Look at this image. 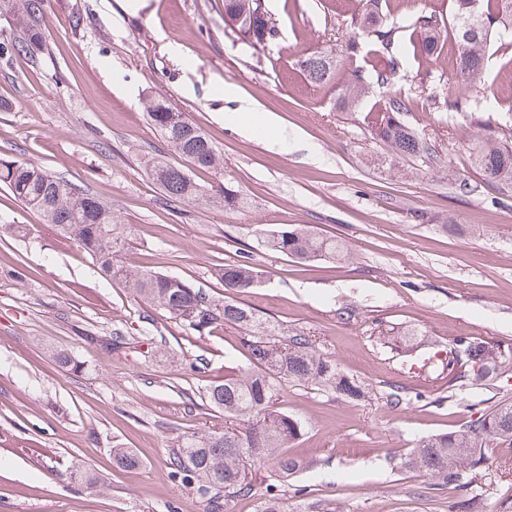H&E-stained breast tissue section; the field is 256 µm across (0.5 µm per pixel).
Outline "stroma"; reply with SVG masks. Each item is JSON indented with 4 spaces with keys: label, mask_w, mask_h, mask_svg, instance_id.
Here are the masks:
<instances>
[{
    "label": "stroma",
    "mask_w": 512,
    "mask_h": 512,
    "mask_svg": "<svg viewBox=\"0 0 512 512\" xmlns=\"http://www.w3.org/2000/svg\"><path fill=\"white\" fill-rule=\"evenodd\" d=\"M364 2L264 0L277 34L250 47L225 30L224 0H47L38 63L0 64V158L35 162L111 205L128 232L118 258L133 268L185 277L221 301L215 267L247 258L263 277L238 302L284 335L315 337L368 388L367 400L352 402L282 382L276 405L302 425L288 452L308 466L284 480L253 468L254 495L228 512H257L269 489L288 512H448L467 499L474 512H512L503 475L512 448L488 449L466 490L429 489L400 466L421 438L512 400V372L452 390L439 364L409 372L398 342L410 329L426 356L463 338L512 349V184L487 182L470 154L478 131L512 132V39L491 40L482 72L450 109L455 0H382L407 54L383 83L365 66L372 44L356 24ZM421 15L445 24L428 58L407 53L408 26ZM351 42L368 90L355 111L340 112L335 83L311 85L299 61ZM228 85L236 97H225ZM149 91L223 148L225 175L198 171L195 180H231L250 210L171 201L145 174L147 153L181 163L147 121ZM395 93L409 99L404 119L435 144L439 162L382 163L367 126ZM462 179L472 193H460ZM448 223L459 232H443ZM0 224L25 227L0 233V512H209L169 459L186 434L223 427L205 392L247 366L238 330L201 335L150 310L1 184ZM271 224L341 238L349 257L304 265L270 253L255 229ZM60 352L70 366L58 365ZM393 385L402 389L396 406ZM116 445L140 467H116ZM81 467L99 477L97 488L72 480Z\"/></svg>",
    "instance_id": "1"
}]
</instances>
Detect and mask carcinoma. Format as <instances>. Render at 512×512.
Returning <instances> with one entry per match:
<instances>
[{
  "label": "carcinoma",
  "instance_id": "obj_1",
  "mask_svg": "<svg viewBox=\"0 0 512 512\" xmlns=\"http://www.w3.org/2000/svg\"><path fill=\"white\" fill-rule=\"evenodd\" d=\"M381 0H368L359 19L360 28L378 44L372 70L380 81L402 64L394 49L392 29L380 21ZM44 0H0V61L24 55L37 62L42 41L38 39L43 21ZM224 15L247 22L237 26V39L255 46L272 39L276 27L260 0H224ZM499 35L512 36V0H456L453 17V52L460 69L474 77L482 69L484 48L494 26ZM413 52L429 56L438 46L442 30L432 16H420L412 24ZM301 69L307 80L320 86L335 76L337 60L316 53L303 57ZM366 93L359 70L350 74L338 98V108L349 112ZM407 99L391 95L369 123L370 135L386 146L391 160L431 158L433 145L402 120ZM144 110L150 125L160 133L171 150L186 162L173 166L157 155L145 161L146 174L176 202L206 205L210 202L203 186L190 170L224 175V150L195 122L172 106L168 99L149 94ZM473 164L489 182L512 183V139L479 136L472 152ZM0 182L42 223L63 238L74 241L111 280L121 282L133 295L154 309L168 313L189 329L202 333L231 326L241 333L249 367L240 374L224 377L210 386L206 400L211 409L224 414V428L184 438L170 458L173 473L197 484L207 498L211 512H222L229 500L253 493L246 469L266 465L280 475L291 474L306 463L283 452L301 430L298 419L278 410L276 397L282 380L311 382L352 401L368 397L365 386L338 369L320 353L312 339L302 334L285 340L276 329L263 325L254 309L231 298L216 301L184 278L133 270L117 259L125 245L123 225L112 217V207L77 190L68 180L55 176L34 162L0 161ZM221 202L227 209L242 208L246 198L238 190L224 187ZM270 251L305 262L336 261L345 257V246L334 238L316 235L305 228L277 225L260 232ZM224 288L249 293L260 282L261 272L251 263L238 260L219 268ZM480 368L482 377L512 370V355L478 339H462L448 349L442 371L448 372V388ZM512 447V401H503L466 428L420 440L401 458V467L421 472L437 487L466 489L476 484L487 461L485 448ZM115 463L124 469L140 466L138 455L129 448L112 449Z\"/></svg>",
  "mask_w": 512,
  "mask_h": 512
}]
</instances>
